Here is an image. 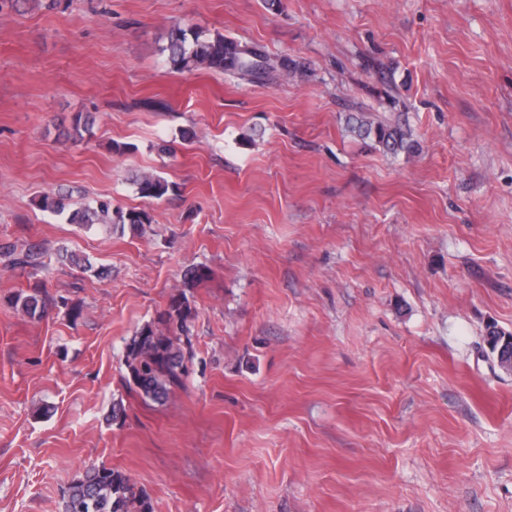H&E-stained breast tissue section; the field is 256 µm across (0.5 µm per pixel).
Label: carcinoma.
I'll list each match as a JSON object with an SVG mask.
<instances>
[{
  "mask_svg": "<svg viewBox=\"0 0 512 512\" xmlns=\"http://www.w3.org/2000/svg\"><path fill=\"white\" fill-rule=\"evenodd\" d=\"M162 51L167 53V63L176 72L207 69L262 80L277 70L287 73L300 70L299 65L286 56L273 62L260 50L242 46L220 33L207 37L195 33L189 38L186 31L177 28L168 34L167 44ZM91 125V116L77 115L67 138L80 141L83 134L90 131ZM355 131L360 136L374 138L391 154H409L414 150V141L397 126L362 117L357 121ZM132 184L137 193L145 198L162 199L174 190V186L164 177L153 173L137 174ZM40 205L55 213L65 212L69 223L86 228L102 225L121 232L127 227L140 231L144 225L151 223L148 213L114 208L108 198L76 206L69 197L55 194L44 196ZM42 255L43 252L36 246L19 254L8 246L0 247V256L8 258V264L12 267L29 268L34 272L43 265ZM13 304L28 317L38 320L47 315L49 308L59 305L65 307L74 320L80 314L79 308L68 304L65 298H49L37 283L27 291L19 292ZM192 316L193 310L186 295L174 297L168 309L159 316L163 329L146 324L130 337L125 346L123 364L126 382L155 403L166 402L189 374L188 363L192 356L184 349L182 338L189 335ZM65 512H153V504L146 494L136 489L125 473L103 466H90L68 486Z\"/></svg>",
  "mask_w": 512,
  "mask_h": 512,
  "instance_id": "carcinoma-1",
  "label": "carcinoma"
}]
</instances>
